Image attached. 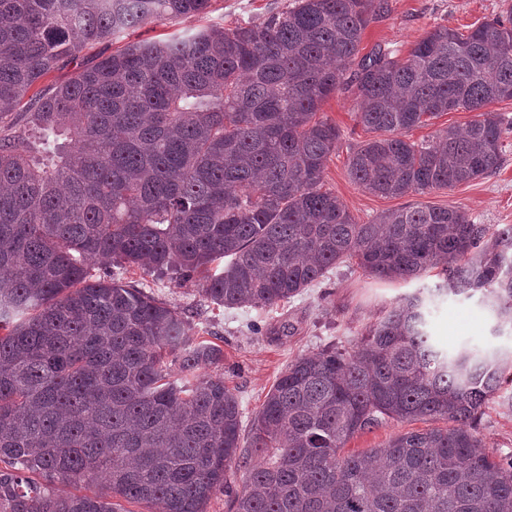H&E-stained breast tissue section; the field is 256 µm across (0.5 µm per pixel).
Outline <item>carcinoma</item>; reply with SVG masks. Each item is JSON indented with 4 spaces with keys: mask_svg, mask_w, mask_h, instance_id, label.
Returning a JSON list of instances; mask_svg holds the SVG:
<instances>
[{
    "mask_svg": "<svg viewBox=\"0 0 512 512\" xmlns=\"http://www.w3.org/2000/svg\"><path fill=\"white\" fill-rule=\"evenodd\" d=\"M211 0H0V512H512V459L478 419L512 360L448 356L428 302L481 293L512 325V225L409 206L360 224L322 190L340 140L320 116L340 90L373 134L349 157L363 189L399 197L497 169L512 131V12L438 27L400 57L362 34L386 0H289L258 23L214 25L97 55L128 30L199 17ZM479 113L417 144L448 109ZM99 258L196 282L228 309L272 308L353 258L375 277L442 282L405 295L351 351L288 363L241 449L220 345ZM176 367L180 381L170 379ZM394 420L451 426L344 454ZM244 470L242 487L231 479ZM91 493H62L56 484Z\"/></svg>",
    "mask_w": 512,
    "mask_h": 512,
    "instance_id": "carcinoma-1",
    "label": "carcinoma"
}]
</instances>
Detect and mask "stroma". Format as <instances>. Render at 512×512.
<instances>
[{"mask_svg":"<svg viewBox=\"0 0 512 512\" xmlns=\"http://www.w3.org/2000/svg\"><path fill=\"white\" fill-rule=\"evenodd\" d=\"M285 0H212L206 18H169L127 32L114 43L95 46V53L112 54L126 43L153 40L204 25L232 27L257 22ZM512 9V0H388L384 14L366 27L362 52L382 46L408 53L434 27L467 32L482 22ZM356 97L339 92L322 107L341 131L339 144L325 170L322 188L334 193L359 223L409 205L458 208L477 224L512 225V133L506 135L497 170L482 178L450 188L403 197H381L352 182L348 175L351 149L368 135L355 122ZM122 281L145 288L155 298L185 310L194 332L224 349V382L236 394L242 427L252 420L288 363L299 356L320 352L331 344L353 347L365 325L376 320L398 297L432 288L435 274L407 282H387L346 263L330 270L320 282L285 305L274 308L227 309L203 295L199 285L156 278L138 268L124 270ZM433 345L452 355L469 351L494 352L512 357V328L500 326L481 295L437 299L429 318ZM432 421L397 422L359 433L344 451L357 454L383 446L390 438L432 428ZM477 432L496 459L512 457V381L502 384L477 424Z\"/></svg>","mask_w":512,"mask_h":512,"instance_id":"stroma-1","label":"stroma"}]
</instances>
